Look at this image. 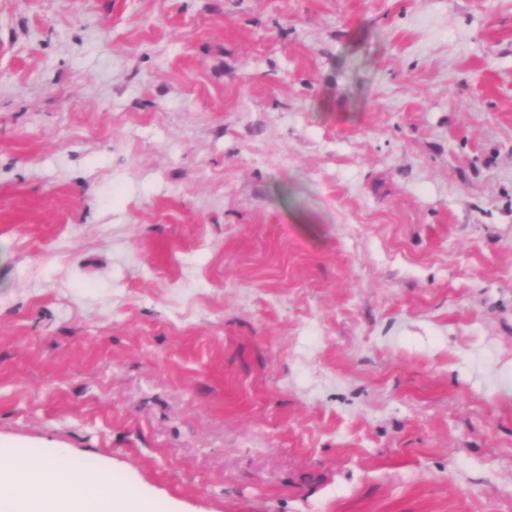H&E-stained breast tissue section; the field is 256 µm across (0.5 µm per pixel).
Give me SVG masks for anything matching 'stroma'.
Masks as SVG:
<instances>
[{"mask_svg":"<svg viewBox=\"0 0 512 512\" xmlns=\"http://www.w3.org/2000/svg\"><path fill=\"white\" fill-rule=\"evenodd\" d=\"M0 442L512 512V0H0Z\"/></svg>","mask_w":512,"mask_h":512,"instance_id":"obj_1","label":"stroma"}]
</instances>
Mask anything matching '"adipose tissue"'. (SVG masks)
I'll list each match as a JSON object with an SVG mask.
<instances>
[{
    "instance_id": "adipose-tissue-1",
    "label": "adipose tissue",
    "mask_w": 512,
    "mask_h": 512,
    "mask_svg": "<svg viewBox=\"0 0 512 512\" xmlns=\"http://www.w3.org/2000/svg\"><path fill=\"white\" fill-rule=\"evenodd\" d=\"M11 446L0 447V512H152L144 499H115L112 478L99 469L73 479L61 466V456L42 460L33 467H8Z\"/></svg>"
}]
</instances>
